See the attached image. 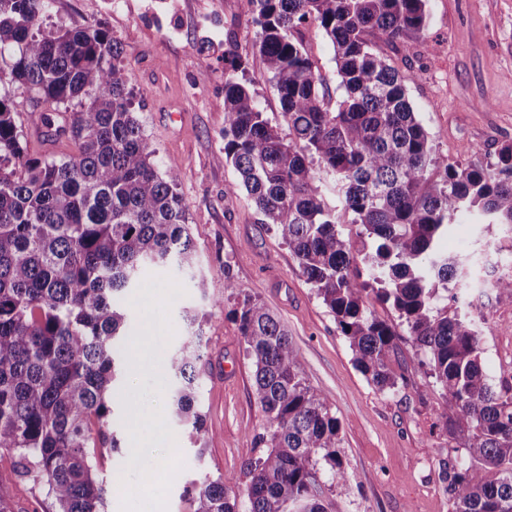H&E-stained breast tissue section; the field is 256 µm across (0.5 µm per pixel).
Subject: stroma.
<instances>
[{"label":"stroma","instance_id":"35a3bbf8","mask_svg":"<svg viewBox=\"0 0 512 512\" xmlns=\"http://www.w3.org/2000/svg\"><path fill=\"white\" fill-rule=\"evenodd\" d=\"M428 23L419 36L376 49L409 69L410 102L430 132L441 161L467 165L512 142V0H427ZM102 24L123 48L131 76L133 110L156 151L160 171L175 170L198 265L149 270L126 290V347L136 351L141 373L124 376L113 398L120 418L121 451H95L97 474L115 488L107 512H191L184 494L203 475L241 476L258 453L253 439L266 427L252 393V366L230 315L234 300L225 278L262 301L287 329L307 383L325 394L340 422L345 487L326 488L330 512H448L441 465L448 437L436 425L440 392L409 343H401L395 370L404 382L383 393L359 371L336 319L303 276L287 244L257 214L237 173L224 158V55L232 53L260 108L283 123L281 104L257 48L250 0H52L44 28ZM300 38L328 92L338 85L334 49L314 24ZM0 94L13 98L18 120L36 154H67V139H43L32 123L28 94L0 70ZM512 227L460 220L447 248L475 261L476 306L488 313L483 358L493 375H510L512 299L498 295L503 248ZM205 277L207 290L195 286ZM197 316L188 324L187 313ZM204 358L198 366L199 406L208 438L205 450L190 444L170 418L168 358L194 334ZM157 404L159 417L146 431L157 440L147 469L159 480L142 489L141 474L127 470L126 448L142 406ZM0 498L12 512H55L51 497L16 474L15 456L0 450Z\"/></svg>","mask_w":512,"mask_h":512}]
</instances>
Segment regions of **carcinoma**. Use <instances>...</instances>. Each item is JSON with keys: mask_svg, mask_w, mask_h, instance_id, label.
I'll return each mask as SVG.
<instances>
[{"mask_svg": "<svg viewBox=\"0 0 512 512\" xmlns=\"http://www.w3.org/2000/svg\"><path fill=\"white\" fill-rule=\"evenodd\" d=\"M258 52L277 89L285 139L224 52V155L261 223L273 226L334 314L354 362L381 392L407 340L441 391L437 421L456 446L443 463L450 512H512V383L484 366L483 316L461 309L470 260L442 247L455 216L512 225V142L484 163L440 166L409 101L408 76L372 38L427 26L426 0H251ZM50 0H0V58L10 81L49 104L38 116L73 153H28L14 102L0 96V450L17 474L46 489L56 512H105L112 488L91 450L120 447L111 397L123 355L125 290L149 267L195 263L178 174L158 172L121 66V43L103 25L46 31ZM317 24L331 41L342 90L331 106L302 41ZM335 194L330 201L328 193ZM355 236L338 229L342 219ZM453 284L447 303L437 286ZM231 310L254 368L266 417L260 448L233 476L186 488L193 512H329L319 471L346 476L339 420L311 387L288 331L236 290ZM389 305L405 333L379 318ZM191 340L169 359L173 420L204 441Z\"/></svg>", "mask_w": 512, "mask_h": 512, "instance_id": "carcinoma-1", "label": "carcinoma"}]
</instances>
